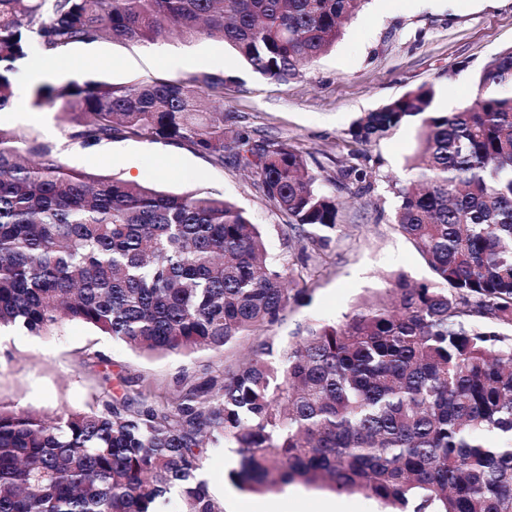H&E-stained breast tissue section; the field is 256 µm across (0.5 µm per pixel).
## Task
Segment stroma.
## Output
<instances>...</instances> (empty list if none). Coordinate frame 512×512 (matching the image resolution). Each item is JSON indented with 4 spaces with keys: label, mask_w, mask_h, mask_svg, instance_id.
Masks as SVG:
<instances>
[{
    "label": "stroma",
    "mask_w": 512,
    "mask_h": 512,
    "mask_svg": "<svg viewBox=\"0 0 512 512\" xmlns=\"http://www.w3.org/2000/svg\"><path fill=\"white\" fill-rule=\"evenodd\" d=\"M512 47V0H369L344 28L335 47L288 84L253 72L224 43L165 36L151 42L108 39L72 47L62 79L88 76L133 85L163 76L201 72L224 77V123L303 151L321 187L340 203L338 224L326 240L301 247L288 219L266 199L247 172L232 162L216 165L188 147L117 139L92 148L65 147L68 123L59 107L15 104L0 111V128L62 144L67 166L160 189L226 196L263 230L268 251L286 269L301 270L308 290L292 299L275 335L293 340L309 323L334 324L352 308L387 297L397 275L415 281L429 271L394 222L398 200L390 185L404 178L416 147L414 125L378 141L354 145L348 130L362 114L416 89L433 85L434 105L448 111L472 102L475 76ZM178 58L182 67L171 66ZM358 166L368 190L340 181L339 172ZM104 355L89 364L87 354ZM223 353L147 358L82 322L65 323L51 336L0 333V401L52 416L97 406L102 375L143 376L158 392L171 390L182 371L217 366ZM235 464L224 448L208 449L204 472L224 512H383L374 498L300 483L272 493H246L226 474Z\"/></svg>",
    "instance_id": "stroma-1"
}]
</instances>
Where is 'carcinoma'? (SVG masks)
<instances>
[{
  "instance_id": "1",
  "label": "carcinoma",
  "mask_w": 512,
  "mask_h": 512,
  "mask_svg": "<svg viewBox=\"0 0 512 512\" xmlns=\"http://www.w3.org/2000/svg\"><path fill=\"white\" fill-rule=\"evenodd\" d=\"M367 0H0V109L37 48L175 35L233 48L286 84L328 52ZM512 48L473 102L434 107L423 84L349 130L367 144L417 122L395 224L431 279L399 275L393 301L268 335L288 308L264 236L221 195L170 194L66 166L51 141L0 129V328L48 336L80 321L143 355L245 358L152 381L102 377L97 408L48 418L0 402V512H223L203 478L229 448L244 492L294 482L360 492L388 512H512ZM69 142L183 145L250 173L298 241L323 240L339 204L299 149L224 125V77L44 81Z\"/></svg>"
}]
</instances>
